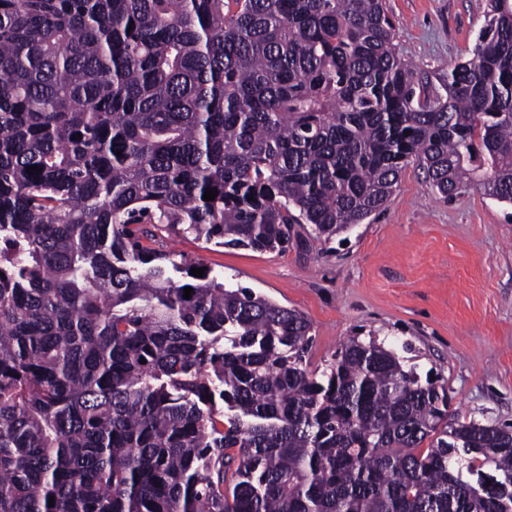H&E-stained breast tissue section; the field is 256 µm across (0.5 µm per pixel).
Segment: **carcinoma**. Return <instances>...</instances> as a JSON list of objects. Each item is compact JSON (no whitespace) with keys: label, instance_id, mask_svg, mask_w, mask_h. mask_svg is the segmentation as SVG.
<instances>
[{"label":"carcinoma","instance_id":"1","mask_svg":"<svg viewBox=\"0 0 512 512\" xmlns=\"http://www.w3.org/2000/svg\"><path fill=\"white\" fill-rule=\"evenodd\" d=\"M394 38L385 0H0V512H512L508 427L374 339L308 370L304 315L143 244L328 243L410 163L511 205L512 0L442 93Z\"/></svg>","mask_w":512,"mask_h":512}]
</instances>
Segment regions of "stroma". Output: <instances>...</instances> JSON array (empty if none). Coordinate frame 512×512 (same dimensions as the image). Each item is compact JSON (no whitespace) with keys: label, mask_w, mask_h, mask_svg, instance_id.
Segmentation results:
<instances>
[{"label":"stroma","mask_w":512,"mask_h":512,"mask_svg":"<svg viewBox=\"0 0 512 512\" xmlns=\"http://www.w3.org/2000/svg\"><path fill=\"white\" fill-rule=\"evenodd\" d=\"M396 51L442 89L471 53L488 0H386ZM168 250L303 313L307 367L322 369L351 337L402 350L438 378L448 411L512 425V206L471 185L446 198L416 164L384 210L325 245L310 236L279 253L204 243L162 230Z\"/></svg>","instance_id":"1"}]
</instances>
